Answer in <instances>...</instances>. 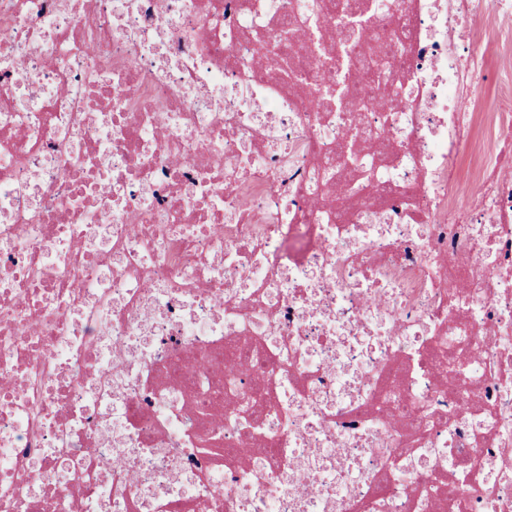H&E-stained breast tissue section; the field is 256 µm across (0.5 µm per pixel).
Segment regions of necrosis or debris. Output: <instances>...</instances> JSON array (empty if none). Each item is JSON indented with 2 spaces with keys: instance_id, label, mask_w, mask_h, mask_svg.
I'll return each instance as SVG.
<instances>
[{
  "instance_id": "4bbe7bcc",
  "label": "necrosis or debris",
  "mask_w": 512,
  "mask_h": 512,
  "mask_svg": "<svg viewBox=\"0 0 512 512\" xmlns=\"http://www.w3.org/2000/svg\"><path fill=\"white\" fill-rule=\"evenodd\" d=\"M322 2L0 0V512H512V0Z\"/></svg>"
}]
</instances>
